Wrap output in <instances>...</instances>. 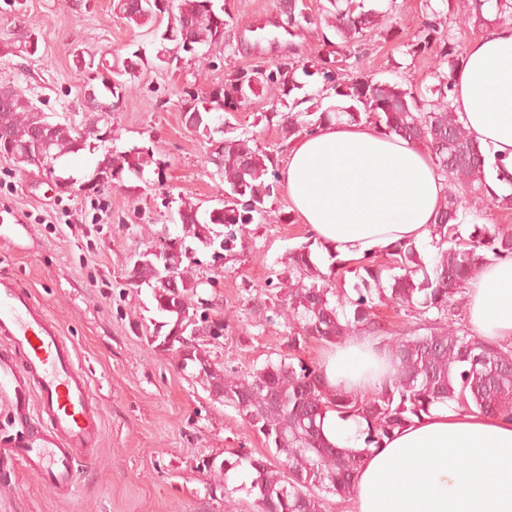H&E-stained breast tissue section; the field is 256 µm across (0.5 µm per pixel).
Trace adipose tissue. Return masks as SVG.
Here are the masks:
<instances>
[{"label": "adipose tissue", "instance_id": "1", "mask_svg": "<svg viewBox=\"0 0 512 512\" xmlns=\"http://www.w3.org/2000/svg\"><path fill=\"white\" fill-rule=\"evenodd\" d=\"M449 99L490 163L512 173V22L467 45ZM281 181L310 234L350 264L399 242L427 246L448 192L427 151L369 122L333 121L290 142ZM466 297L470 332L512 346V256L477 270ZM323 366L330 386L362 394L393 372L364 335L331 346ZM364 427L333 412L323 423L329 442L365 453L352 512H512L511 420L440 404L377 448Z\"/></svg>", "mask_w": 512, "mask_h": 512}]
</instances>
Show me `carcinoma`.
Instances as JSON below:
<instances>
[{"label":"carcinoma","instance_id":"obj_1","mask_svg":"<svg viewBox=\"0 0 512 512\" xmlns=\"http://www.w3.org/2000/svg\"><path fill=\"white\" fill-rule=\"evenodd\" d=\"M117 0L114 9L139 28L146 27L158 42L154 65L172 67L187 52L178 42L165 39L167 23L186 29L189 37H205L208 44L224 43V6L216 0ZM320 16L306 12L301 0H288V21L301 29L315 26L321 31L325 54L312 67L330 83L342 104L326 109L314 102L303 110L293 107L281 112L272 107L257 116L267 126L276 127L282 141L291 142L334 119L349 123L372 122L387 134L400 136L431 154L438 171L449 182L443 208L431 225L437 255L425 260L413 243H398L384 256V262L364 259L354 273L362 283L356 296L336 288L337 268L333 262L322 272L312 260L311 238L288 252L287 275L282 287L271 297V311L288 327V352L276 361L268 360L246 375L221 368L205 349L206 339L224 335V319L204 314L211 301L202 295L205 282L195 278L188 267L179 265L173 278L163 280L154 254L134 262L128 280L135 286L152 289L157 310L166 321L153 332L156 348L178 354L181 369L193 368L216 401L232 408L261 436L264 450L253 453L244 448L232 452L235 460H224L222 475L239 466L252 474L248 494L255 497L257 512H325L330 496L350 498L355 476L363 463V452L338 448L327 441L323 421L329 411L340 418L360 417L366 446H380L396 428L413 423L440 403L455 401L512 420V347L489 343L464 329L457 314L456 296L464 293L471 274L494 258L512 255V228L486 225L474 227L468 236L459 231V207L468 194L485 196L486 157L481 147L466 133L458 114L451 108L449 92L452 76L463 59L464 46L452 30H443V8L451 0H426L421 37L409 45L408 53L422 55L436 50L437 83L424 89L412 84L376 80L366 72L347 74L341 63L350 48L362 42L375 26L374 12L363 10L358 0H327ZM464 24L474 28L494 22L512 21V0H470ZM144 57L115 58L109 66L116 74L126 73ZM307 71L306 61L291 55L274 69L256 64L243 72L234 71L216 89L209 104L199 109L195 129L209 127L210 111L224 112L219 149L209 157L216 166L214 175L224 184V212L199 223L198 210L188 203L177 214L185 230L202 240L217 254L232 249L236 233L247 231L254 215L264 218L265 199L272 194L269 177H277L276 160L258 147L253 138L233 134L228 114L237 111L251 97L265 93L282 99L301 88L297 70ZM107 125L92 116L73 125L50 120L16 88H0V136L11 143L9 160L19 168L30 166L26 150L39 132L44 134V163L53 176L77 183L91 181L94 172L112 174V182L90 188L96 194L122 183L133 175L143 178L147 167L160 173L161 162L150 149L133 146L118 151L105 138ZM93 172L80 174L65 159L71 155L96 152ZM226 231L216 233L213 226ZM387 302L403 322L389 328L381 324L373 309ZM356 333L379 341L380 350L390 357L395 372L389 381L370 394L343 393L328 385L322 367L307 365L296 352L308 342L324 346L339 343Z\"/></svg>","mask_w":512,"mask_h":512}]
</instances>
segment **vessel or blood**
<instances>
[{"label":"vessel or blood","instance_id":"vessel-or-blood-1","mask_svg":"<svg viewBox=\"0 0 512 512\" xmlns=\"http://www.w3.org/2000/svg\"><path fill=\"white\" fill-rule=\"evenodd\" d=\"M0 337L24 354L0 357V411L22 431L0 438V460L24 467L56 494L78 489L77 454H95L102 413L59 325L31 294L0 281Z\"/></svg>","mask_w":512,"mask_h":512}]
</instances>
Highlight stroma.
Segmentation results:
<instances>
[{
  "mask_svg": "<svg viewBox=\"0 0 512 512\" xmlns=\"http://www.w3.org/2000/svg\"><path fill=\"white\" fill-rule=\"evenodd\" d=\"M285 2L225 0L234 23L221 46L169 70L142 64L119 78L88 68V61L138 49L150 54L155 43L147 29L120 18L113 0H0V87L22 89L57 121L77 123L89 110L88 91L109 101L104 83L122 79L113 145L147 147L162 167L161 174L148 170L98 195L61 194L37 169L21 171L0 158V280L29 290L58 322L103 412L99 449L93 460H80L74 497H58L25 470L0 473V512H256L240 481L220 489L213 467L235 449L261 450V440L181 371L174 353L154 348L150 336L163 317L151 289L129 285L127 274L161 233L182 237L191 273L210 281L208 293L224 317L223 337L208 346L213 362L242 375L286 353L288 330L273 317L270 299L289 250L308 232L284 222L290 205L283 188L266 199V220L250 224L219 259L185 233L177 215L186 202L210 211L221 196L207 162L208 139L184 120L189 98L210 100L227 74L257 62L322 53L313 28L281 27ZM424 5L368 0V8L390 12L398 35L371 33L352 49L350 66L384 81L434 84L433 55L408 53ZM23 30L37 37L35 54L19 51ZM271 105L269 97H256L235 117L258 147L283 162L287 144L255 120Z\"/></svg>",
  "mask_w": 512,
  "mask_h": 512,
  "instance_id": "1",
  "label": "stroma"
}]
</instances>
